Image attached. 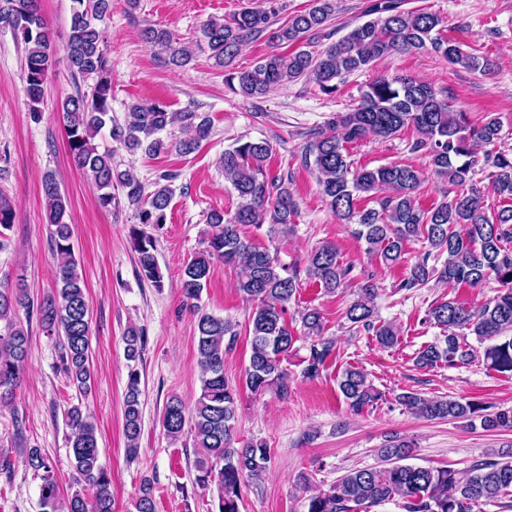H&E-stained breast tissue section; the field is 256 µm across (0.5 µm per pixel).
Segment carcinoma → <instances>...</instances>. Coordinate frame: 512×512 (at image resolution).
Returning a JSON list of instances; mask_svg holds the SVG:
<instances>
[{
    "instance_id": "carcinoma-1",
    "label": "carcinoma",
    "mask_w": 512,
    "mask_h": 512,
    "mask_svg": "<svg viewBox=\"0 0 512 512\" xmlns=\"http://www.w3.org/2000/svg\"><path fill=\"white\" fill-rule=\"evenodd\" d=\"M111 13L112 0H72L64 54L75 92L61 104L69 153L95 187L101 208L118 211L127 205L135 211L138 223L165 224L173 196L171 182L178 173L160 175L154 189L147 192L133 169H120L113 151L99 150L96 137L107 128L112 141L132 155L144 152L155 156L172 146L188 155L210 136L212 121L205 112H171L160 102L129 104L122 121L113 115L112 60L101 28ZM335 16L336 0H311L308 9L290 16L271 32L267 11L245 8L205 23L197 47L213 60L214 67L224 71L226 87L246 98L263 96L301 77L311 79L323 93L331 95L348 76L394 52L412 49L431 51L466 70L486 72L493 66L491 60L465 52L444 36L438 15L405 9L403 0H370L363 11L367 21L321 54L301 49L273 51L243 71L233 67L241 47L264 32H270V39L286 48L321 32ZM0 25L10 27L24 45L26 93L33 104L30 116L37 122L41 112L36 104L44 96L48 74L55 65L53 32L41 13L39 0H7V7L0 10ZM142 36L167 55L172 65L182 67L192 60V52L176 45L166 28L149 26ZM177 123L190 135L171 144L162 133ZM409 127L418 133L412 150L425 151L433 171L455 187L450 201L423 207L417 197L422 173L409 163L397 161L358 169L349 160L348 144L371 137L387 139ZM501 131L497 118L487 116L473 124L467 113L454 109L431 86L401 76L373 80L355 108L306 134L302 164L315 173L331 210L340 220L355 225L354 234L365 240L368 252L381 264L390 267L405 262V243L411 239L428 243L430 250L412 265L399 289L417 288L432 279L450 288H476L491 277L501 285L493 298L472 309L453 299L431 305L426 321L449 334L421 347L415 357L420 369L442 363L454 367L474 359L477 350L467 342L470 334L483 348L487 369L512 374V156L494 149ZM476 144L490 150L480 157L474 151ZM271 150L266 141L243 138L224 150L220 159L224 178L239 202L232 213L212 211L207 215L204 248L187 264L181 283L185 305L196 317L201 393L191 409L180 398H169L162 426L173 442L187 432L192 436L194 447L199 449L196 480L216 490L218 512H240L242 486L247 480L263 479L269 453L265 443L252 440L235 447L238 391L224 377V356L238 336L237 323L203 311L199 301L207 282L222 266L243 271L238 289L253 306L249 320L251 355L243 375L251 393L257 395L275 387L287 394L288 357L301 349L306 350L300 360L305 379L317 378L338 356L336 339L325 335L319 309L303 308L298 327L288 323L300 270L281 262L277 254L243 234L246 226L259 230L266 225L270 234L293 230L297 204L288 184L267 174ZM477 165L492 169L494 191L508 201L491 216L471 177ZM42 189L56 270L55 290L37 304V314L47 334L59 338L61 369L79 392L86 393L91 387V315L73 254L68 202L53 175L44 177ZM366 198L373 199L378 207L361 205ZM129 242L140 278L163 288L156 238L133 226ZM434 251L439 256L447 254L439 268L428 264ZM305 271L325 292L334 293L346 287L350 267L339 262L333 245L323 244L308 255ZM376 298L374 285H361L357 298L346 307L345 317L351 327L372 333L380 347L392 348L398 343V331L390 322H377ZM29 305L31 300L23 286L0 288V323L4 324L0 330V406L13 402L28 362V331L15 317L18 308ZM455 329L461 334L453 333ZM124 341L129 365L123 430L127 455L134 458L139 453L142 421L141 374L137 368L142 361V334L130 328ZM337 385L350 410L357 414L385 398L368 375L352 365L338 374ZM395 400L425 419H478L489 430L512 429L511 410L494 411L481 401L425 398L412 392L401 393ZM67 416L76 473V489L70 496L61 499L57 476L40 449H27L25 463L41 479L42 512H112V477L100 462L96 423L78 407L71 408ZM379 455L382 466L347 471L327 489L310 495L305 512H351L393 500L401 501L405 512H473L481 503H499L512 497V459L482 460L458 472L405 463L410 449L403 442L385 444ZM88 487L94 490L91 496L86 493ZM134 509L156 512L150 480L141 483Z\"/></svg>"
}]
</instances>
